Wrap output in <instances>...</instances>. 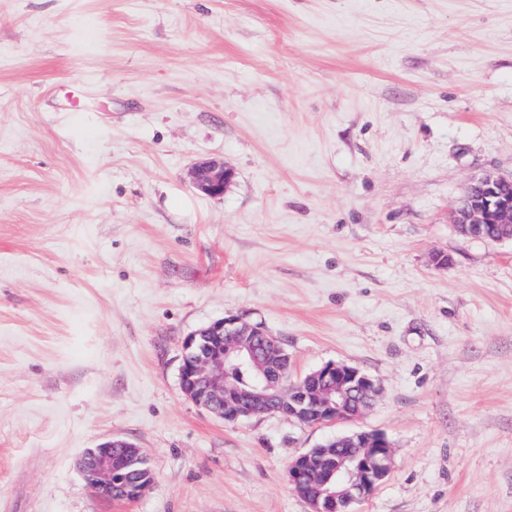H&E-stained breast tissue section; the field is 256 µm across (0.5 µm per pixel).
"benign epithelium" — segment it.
<instances>
[{
    "instance_id": "1",
    "label": "benign epithelium",
    "mask_w": 512,
    "mask_h": 512,
    "mask_svg": "<svg viewBox=\"0 0 512 512\" xmlns=\"http://www.w3.org/2000/svg\"><path fill=\"white\" fill-rule=\"evenodd\" d=\"M191 183L203 194L221 196L234 178V170L222 159H207L188 171ZM451 223L473 236L487 226L496 228L494 239L512 242V175L487 172L474 179L461 206L451 210ZM242 318L228 315L213 321L182 344L179 384L184 395L196 405L226 421L251 416L254 410L239 399L238 385L231 372L257 365L260 354L279 358L283 348L278 339L260 326L252 335L262 337L256 343H239ZM255 399L288 410L290 415L314 416L316 423L329 424L360 417L373 405L378 388L375 380L359 369L328 362L315 371L292 380L288 365L277 370L272 380L264 371L258 374ZM360 445L349 454H333L326 448L317 466L304 453L290 465L288 476L293 490L311 505V512H349L367 499L385 479L393 463V448L377 432L359 434ZM139 454V448L127 440L113 439L88 450L79 461V469L93 489L108 499L117 491L127 492L122 470L126 458Z\"/></svg>"
}]
</instances>
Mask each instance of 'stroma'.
Listing matches in <instances>:
<instances>
[{
    "label": "stroma",
    "instance_id": "obj_1",
    "mask_svg": "<svg viewBox=\"0 0 512 512\" xmlns=\"http://www.w3.org/2000/svg\"><path fill=\"white\" fill-rule=\"evenodd\" d=\"M485 171L512 0H0V512H310L291 463L361 431L394 457L354 512H512V243L448 220ZM227 315L373 407L198 408L182 343ZM115 438L155 476L129 504L76 467ZM191 183L203 194L224 195L234 178V170L223 159H207L195 164L188 171Z\"/></svg>",
    "mask_w": 512,
    "mask_h": 512
}]
</instances>
